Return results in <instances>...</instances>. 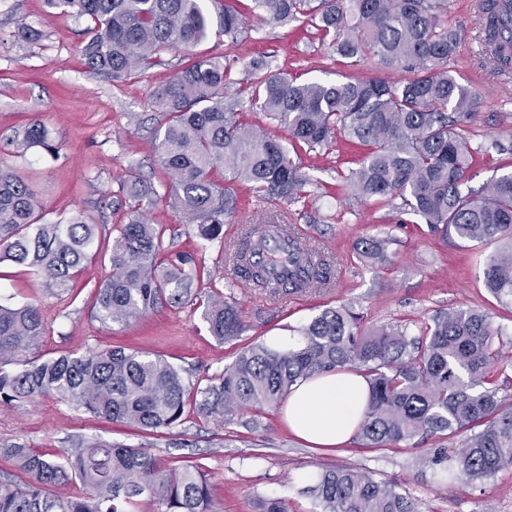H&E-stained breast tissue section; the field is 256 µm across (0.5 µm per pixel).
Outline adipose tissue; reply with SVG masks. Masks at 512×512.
Listing matches in <instances>:
<instances>
[{"label":"adipose tissue","mask_w":512,"mask_h":512,"mask_svg":"<svg viewBox=\"0 0 512 512\" xmlns=\"http://www.w3.org/2000/svg\"><path fill=\"white\" fill-rule=\"evenodd\" d=\"M369 395V384L361 374L323 373L292 387L283 415L289 428L302 440L331 448L355 434Z\"/></svg>","instance_id":"1"}]
</instances>
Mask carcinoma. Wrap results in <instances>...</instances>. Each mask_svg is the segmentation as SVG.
Returning <instances> with one entry per match:
<instances>
[{
    "mask_svg": "<svg viewBox=\"0 0 512 512\" xmlns=\"http://www.w3.org/2000/svg\"><path fill=\"white\" fill-rule=\"evenodd\" d=\"M51 2L91 20L82 54L90 69L114 82L153 64L165 50L193 51L214 26L236 41L254 7L268 23L312 17L352 66L369 57L399 66L407 76L398 81L299 82L258 62L250 105L286 128L295 146L329 147L344 139L365 147L349 176L357 198L382 200L468 244L500 243L484 262L483 283L499 304L512 306V173L480 192L462 190L475 153L464 124L477 97L448 72L461 41L446 21L448 0H210L212 13L205 0ZM480 11L496 66L511 69L512 51L494 46L497 0H481ZM228 78L223 59L194 55L152 94L166 116L156 149L168 174L169 201L207 242L223 238L224 217L236 209L226 183L248 182L270 204L299 200L307 183L279 139L241 127L240 100L227 95ZM12 144L25 152L57 150L37 122ZM125 194L135 205L128 222L112 228L110 271L97 291L104 323L127 324L163 303L192 298L195 257L165 254L163 225L141 211V202L157 190L135 180ZM40 220L27 179L1 162L0 264L25 265L44 278L49 292H65L100 254L99 227L81 210L64 224ZM262 228L249 226L233 245L234 275L275 293L330 284L331 260L291 232L274 262L281 274L253 263ZM357 250L369 261H387L376 239L360 241ZM201 306L217 341L245 330L237 304L223 293L211 292ZM503 332L489 314L473 309L439 312L416 336L405 324L365 330L359 314L340 306L315 316L288 349L252 346L208 385L192 390L169 361L148 353L88 350L31 361L26 353L44 333L39 308L0 305V401L52 394L95 417L156 433L182 421L190 396L199 415L222 422L280 403L316 374L355 370L371 387L359 428L367 447L395 448L419 434L459 436L460 447L435 448L427 461L447 463L473 484L512 470V400L496 385L508 364L492 346ZM10 364L18 369L4 370ZM0 457L23 475L0 481V512H211V484L194 462L165 470L140 448L84 439L56 456L14 444L1 447ZM69 481L81 492L50 493ZM304 492L317 512H419L395 485L351 467L321 469Z\"/></svg>",
    "mask_w": 512,
    "mask_h": 512,
    "instance_id": "obj_1",
    "label": "carcinoma"
}]
</instances>
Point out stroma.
I'll return each instance as SVG.
<instances>
[{"label":"stroma","mask_w":512,"mask_h":512,"mask_svg":"<svg viewBox=\"0 0 512 512\" xmlns=\"http://www.w3.org/2000/svg\"><path fill=\"white\" fill-rule=\"evenodd\" d=\"M479 0H449L448 23L462 44L448 63L450 72L475 93L478 107L466 124L478 153L465 182L479 189L512 172V71H497L485 53ZM38 37L22 38L20 26ZM87 18L53 9L46 0H0V162L25 174L41 203V221L51 224L81 210L110 232L125 223L115 208L123 184L140 178L163 186L155 135L165 123L152 93L185 63L182 53H162L159 63L137 70L121 83L90 72L80 54L88 37ZM197 53L218 56L231 72L230 95L243 105L246 127H265L286 138L285 129L247 105L254 62L288 70L300 81L336 82L349 76L399 80L405 73L378 59L349 68L328 40L305 21L268 25L248 19L235 42L211 34ZM40 122L57 144V155L34 148L15 153L10 137ZM308 177L305 196L286 205L259 201L249 183L232 188L237 207L224 221L223 241L198 238L184 215L158 201L148 217L164 225L169 252L196 254L199 293L222 290L233 297L248 329L237 340L214 339L195 302L162 305L129 324L98 317L97 289L108 272L96 260L84 266L70 292L49 293L28 268L0 265V304L39 307L45 332L32 355L46 359L70 352L123 348L161 355L183 370L192 386H205L246 347L272 336H294L329 307L348 306L363 315L364 327L410 323L419 327L439 310H489L512 336V309L499 307L483 287L484 260L491 246L477 249L456 236L431 232L427 224L400 222L390 205L358 200L347 179L363 149L346 141L313 150L289 149ZM272 221L295 227L334 261L331 287L299 297L259 288L228 287L229 243L251 224ZM364 238L385 241L389 260L373 265L359 258ZM97 438L143 449L171 469L185 461L202 464L213 488V512H259L262 500L279 497L289 512H313L304 489L324 467L350 466L394 483L420 512H512V471L468 484L429 464L435 437H418L400 448H368L359 438L337 448H315L297 438L282 418L281 406L240 412L219 422L186 407L181 425L159 433L112 423L47 396L0 402V446L22 444L55 454L71 440Z\"/></svg>","instance_id":"35a3bbf8"}]
</instances>
